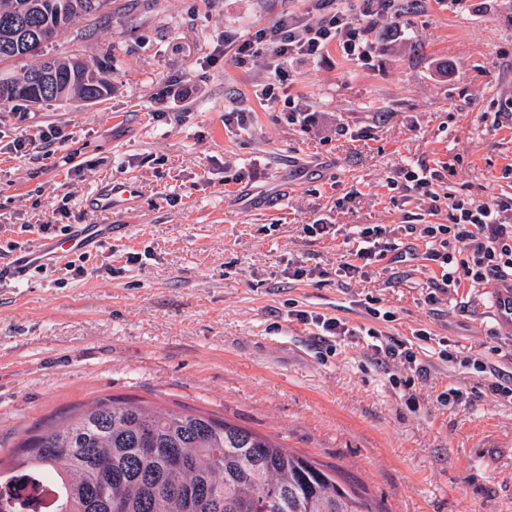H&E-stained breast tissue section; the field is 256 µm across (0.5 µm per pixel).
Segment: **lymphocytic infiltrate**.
<instances>
[{
  "label": "lymphocytic infiltrate",
  "instance_id": "1",
  "mask_svg": "<svg viewBox=\"0 0 512 512\" xmlns=\"http://www.w3.org/2000/svg\"><path fill=\"white\" fill-rule=\"evenodd\" d=\"M324 14L317 23L304 24L292 15H284L270 29L260 31L257 38L237 39L230 48L237 64H247L257 53V42H269L273 54L269 76L261 90L263 99L275 98L276 92L288 78V68L299 57H317L330 44L348 57L369 59L372 43L366 17L386 4L387 0H361L353 7L352 0H316ZM424 242V256L440 271L434 286L440 290L459 287L462 281L476 284H500L512 289V197L491 199H448V221L444 224L402 225L394 230L383 224L355 227L349 239L352 248L342 269L346 276L364 275L366 270L387 256L401 257L402 250L396 232ZM428 330L414 331L412 339L384 337L374 345L376 358L400 363L417 375L427 372L426 365L413 349L414 341L429 340Z\"/></svg>",
  "mask_w": 512,
  "mask_h": 512
}]
</instances>
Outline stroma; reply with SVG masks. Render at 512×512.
<instances>
[{"instance_id": "obj_1", "label": "stroma", "mask_w": 512, "mask_h": 512, "mask_svg": "<svg viewBox=\"0 0 512 512\" xmlns=\"http://www.w3.org/2000/svg\"><path fill=\"white\" fill-rule=\"evenodd\" d=\"M286 13L320 17L313 0H110L45 50L111 64L104 100L0 104V458L48 418L138 398L336 468L380 512H512V403L438 356L446 338L512 376L502 289L465 281L432 305L422 256L341 270L354 226L444 224L448 195L512 196V120L494 122L512 113V0H396L371 20L369 61L334 46L298 59L268 102L267 52L238 66L224 37ZM173 85L188 97H168ZM234 109L247 129L225 122ZM52 127L50 149L11 153ZM422 163L441 175L437 199L406 187L403 168ZM122 182L133 196L101 206ZM41 224L113 233L74 256L81 273L9 276ZM371 297L394 321L367 315ZM299 311L401 339L428 329L429 379L377 365L369 337L320 335ZM450 386L463 396L441 405Z\"/></svg>"}]
</instances>
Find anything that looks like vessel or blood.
<instances>
[{"mask_svg":"<svg viewBox=\"0 0 512 512\" xmlns=\"http://www.w3.org/2000/svg\"><path fill=\"white\" fill-rule=\"evenodd\" d=\"M112 236L108 224H84L69 237L48 239L37 248L22 252L13 263L15 273H24L35 268L53 267L69 256L86 251L91 245L104 242Z\"/></svg>","mask_w":512,"mask_h":512,"instance_id":"obj_1","label":"vessel or blood"}]
</instances>
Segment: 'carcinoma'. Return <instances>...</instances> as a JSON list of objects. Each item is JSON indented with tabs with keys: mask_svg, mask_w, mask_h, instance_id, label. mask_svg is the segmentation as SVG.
<instances>
[{
	"mask_svg": "<svg viewBox=\"0 0 512 512\" xmlns=\"http://www.w3.org/2000/svg\"><path fill=\"white\" fill-rule=\"evenodd\" d=\"M78 18L68 0H0V64L33 58L49 33ZM55 77L33 63L0 79V102L73 96L98 101L110 91L104 72L80 60H55ZM25 456L0 481V512H20V479L37 475L57 494L51 512H375L336 469L290 453L272 439L208 414L99 398L83 411L51 420L21 445Z\"/></svg>",
	"mask_w": 512,
	"mask_h": 512,
	"instance_id": "1",
	"label": "carcinoma"
}]
</instances>
